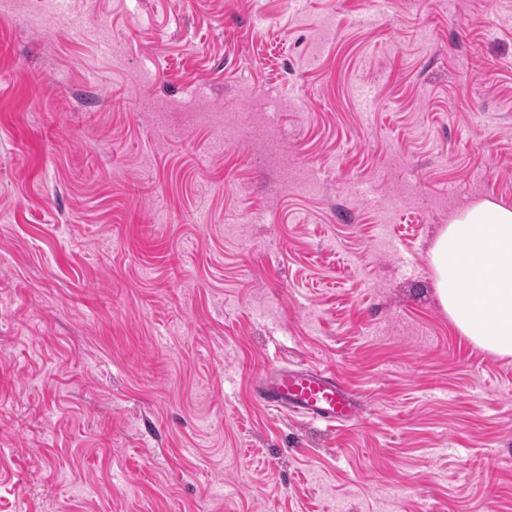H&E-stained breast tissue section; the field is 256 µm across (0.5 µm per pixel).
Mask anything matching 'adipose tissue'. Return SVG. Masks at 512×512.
Segmentation results:
<instances>
[{"label": "adipose tissue", "mask_w": 512, "mask_h": 512, "mask_svg": "<svg viewBox=\"0 0 512 512\" xmlns=\"http://www.w3.org/2000/svg\"><path fill=\"white\" fill-rule=\"evenodd\" d=\"M431 260L456 328L483 350L512 356V209L490 200L468 206L442 230Z\"/></svg>", "instance_id": "ef3b65f1"}]
</instances>
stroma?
Listing matches in <instances>:
<instances>
[{
    "instance_id": "35a3bbf8",
    "label": "stroma",
    "mask_w": 512,
    "mask_h": 512,
    "mask_svg": "<svg viewBox=\"0 0 512 512\" xmlns=\"http://www.w3.org/2000/svg\"><path fill=\"white\" fill-rule=\"evenodd\" d=\"M483 199L512 0L0 7V512H512V357L430 261ZM258 388L268 406L330 427L351 421L359 413L358 394L329 370L273 368L263 373Z\"/></svg>"
}]
</instances>
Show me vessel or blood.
<instances>
[{
	"label": "vessel or blood",
	"mask_w": 512,
	"mask_h": 512,
	"mask_svg": "<svg viewBox=\"0 0 512 512\" xmlns=\"http://www.w3.org/2000/svg\"><path fill=\"white\" fill-rule=\"evenodd\" d=\"M258 388L268 406L330 427L351 421L359 413L358 394L328 370L273 368L263 373Z\"/></svg>",
	"instance_id": "1"
}]
</instances>
